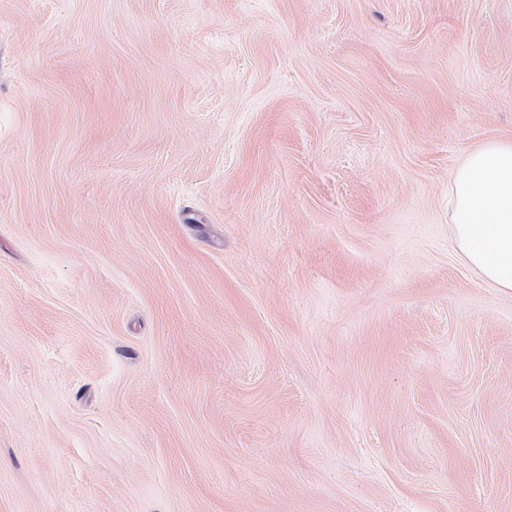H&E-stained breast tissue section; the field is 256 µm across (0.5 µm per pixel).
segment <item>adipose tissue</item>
Instances as JSON below:
<instances>
[{
    "mask_svg": "<svg viewBox=\"0 0 512 512\" xmlns=\"http://www.w3.org/2000/svg\"><path fill=\"white\" fill-rule=\"evenodd\" d=\"M451 240L485 282L512 292V141L472 150L448 188Z\"/></svg>",
    "mask_w": 512,
    "mask_h": 512,
    "instance_id": "adipose-tissue-1",
    "label": "adipose tissue"
}]
</instances>
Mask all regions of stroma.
<instances>
[{"label":"stroma","instance_id":"35a3bbf8","mask_svg":"<svg viewBox=\"0 0 512 512\" xmlns=\"http://www.w3.org/2000/svg\"><path fill=\"white\" fill-rule=\"evenodd\" d=\"M492 139L512 0H0V512H512ZM448 223L463 262L512 292V141L491 140L468 153L449 184Z\"/></svg>","mask_w":512,"mask_h":512}]
</instances>
